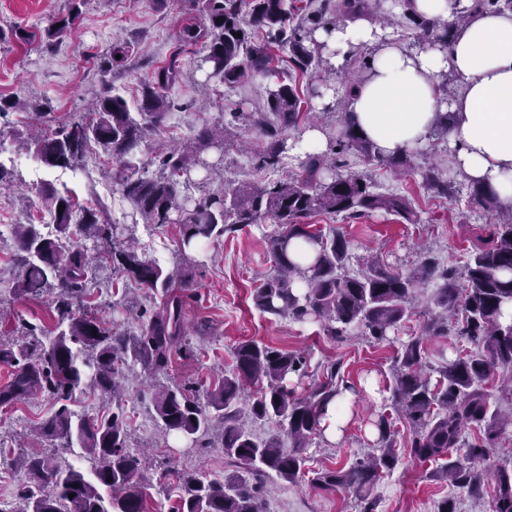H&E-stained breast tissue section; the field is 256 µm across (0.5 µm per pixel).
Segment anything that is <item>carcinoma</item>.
<instances>
[{
	"label": "carcinoma",
	"instance_id": "obj_1",
	"mask_svg": "<svg viewBox=\"0 0 512 512\" xmlns=\"http://www.w3.org/2000/svg\"><path fill=\"white\" fill-rule=\"evenodd\" d=\"M184 17L168 62L155 68L135 102L116 92L110 81L83 117L60 123L26 141L49 167H71L88 151L100 147L112 156V186L131 204L145 224H175L180 250L224 237L248 224L270 219L280 230L269 239L274 268L253 289L255 308L274 318L294 323H318L333 340H348L357 333L377 344L391 342L394 334L415 314L425 296L422 333L399 342L390 368L384 412L370 420L376 432L375 451L347 466L311 471V483L325 493L350 490L359 512H376L374 488L398 464L394 417L412 429L410 455L422 462L445 460L436 477L469 497H484L493 484L492 512H512V454L508 465L488 473L478 467L489 450L498 447L512 414L491 407L487 384L501 369H512V207L504 209L498 193L488 184L470 179L469 203L476 210L495 212L489 240L467 260L464 269L441 262L430 252L402 270L378 258L366 261L359 273H349L351 241L341 227L328 232L305 222L319 214H370L384 211L408 222L413 210L406 198L371 190L362 175L342 172L347 156L382 164L397 173L413 167L411 155H385L344 113L343 129L324 152L296 157L301 174L263 184H230L217 193L194 197L187 193L192 174H212L220 163L205 158L210 150L224 152V127L202 123L186 143L155 156L157 173L150 174L142 160L148 138L167 121L173 102L166 90L178 79L183 56L204 72L203 87L214 83L233 89L251 76L274 77L262 112L249 113L257 138L266 142L259 166H284L288 137L307 119L288 74L274 65V50H288L293 69L325 82L331 71L324 45L314 39L319 29L367 16L369 0H309L299 12L288 10L287 0H182ZM83 0H69L64 16L40 30V42L50 47L62 41L79 17ZM512 10V0H472L451 23L429 21L401 12L423 39L451 45L453 30L473 12ZM131 43L112 46L101 58L99 72L107 76L131 56ZM451 114L436 113L430 137L448 135ZM422 183L434 196L446 199L458 191L453 175L435 166L421 172ZM46 209L54 218L53 234L34 224H18L14 235L22 276L14 292L40 298L53 294L58 321L55 336L44 343L43 330L27 324L26 337L0 336V362L14 367L10 382L0 388V405H11L29 395L44 393L57 409L42 422V435L60 441V447L92 462L93 479L73 466L61 467L50 455L17 456L12 466L26 473L13 489L19 506L0 502V512H145L142 488L152 484V465L145 453L129 444L122 409L107 418H90L70 408L80 387L93 386L117 400L127 368L135 366L152 378L169 369L176 355L192 356L184 307L194 297L191 283L178 272L139 254L122 242L130 231L126 224H109L100 209L76 214L68 195L52 187L42 191ZM64 206L58 211V206ZM79 232L99 242L91 254L72 245ZM301 239L312 255L294 245ZM124 277L153 290H162L164 302L134 331L119 332L97 317L72 311L101 260ZM466 339L474 351L452 360L446 350L431 351L426 340L449 332ZM310 358L304 352L277 349L244 340L234 349V363L202 402L189 385H161L153 396L156 422L167 437L184 438L208 447L218 431L230 469L222 479L199 474L179 475L182 494L176 512H264L265 480L270 473L290 483L305 474L307 449L322 435V418L345 392L360 390L340 378L341 365L296 391L294 380L309 377ZM254 393L247 398L244 386ZM256 424L273 423L276 432L256 437L240 423L242 405ZM479 431L477 439H463L466 427Z\"/></svg>",
	"mask_w": 512,
	"mask_h": 512
}]
</instances>
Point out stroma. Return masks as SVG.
Here are the masks:
<instances>
[{"instance_id":"35a3bbf8","label":"stroma","mask_w":512,"mask_h":512,"mask_svg":"<svg viewBox=\"0 0 512 512\" xmlns=\"http://www.w3.org/2000/svg\"><path fill=\"white\" fill-rule=\"evenodd\" d=\"M67 8L68 0H0V28L19 26L36 31L66 14ZM181 15L178 0H85L70 35L55 47L47 49L35 41L24 43L11 38L0 41V97L46 103L57 121L77 120L102 88L97 56L109 52L112 45L129 41L134 45L132 58L126 67L113 73L112 85L127 99H134L152 70L167 62ZM368 54V49H358L332 74L336 110L324 114L320 124L327 138H336L341 131L343 114L348 109L343 88L347 80L365 76L362 60ZM203 79L193 63H185L181 78L167 91L175 106L165 128L152 136L150 146L151 153H160L169 150L174 140L188 138L203 121L226 123L229 136L222 171L205 183L192 186V195L215 191L228 183H263L298 175L299 168L293 160L278 169L258 167L262 143L244 122L232 119L233 113L255 112L265 105L269 79L258 76L233 89L220 88L212 95L209 107L202 110L196 100ZM37 162L33 155L22 163L12 162L13 181L0 187V226L40 225L48 218V211L41 206L42 186L31 181V167ZM107 163L103 157L95 166L82 161L73 170L49 169L45 184L75 196L86 207L104 208L112 223L133 225L138 252L157 258L164 267L179 264L185 269L195 294L186 308V319L193 324L198 318H206L208 327L191 336L193 357L174 359L168 371L169 381L186 382L205 390L214 376L232 365L238 342L250 339L291 351L310 350V370L316 377L334 362L341 363L345 380L355 384L369 377L379 381L388 375L395 345H374L362 340L337 342L325 336L318 324L274 318L254 307L251 293L273 269L267 237L277 231V224L269 220L252 224L217 242L203 244L189 255H181L175 226L136 223L130 203L114 190L103 171ZM430 164L444 171L451 169L447 141H431L426 149L415 152L413 168L404 174L351 159V170L364 174L375 192L408 198L415 217L407 222L384 212L352 217L313 216V223L320 228H344L352 241L350 271L360 270L375 255L406 268L418 260L424 249L460 265L471 250L487 240L493 222L491 214L471 209L466 194L441 200L425 189L420 171ZM16 251L12 240L0 246V333L19 335L26 321L53 329L57 314L50 300L22 297L14 292L21 274L14 261ZM127 295L149 310L162 302L160 292L112 273L91 291L97 316L113 327H130L131 317L123 306ZM122 406L130 418L131 448L149 449L152 463L162 465L166 471L160 486L147 490V512H171L179 498L180 473L203 472L212 478L223 477L225 457L220 441L211 440L209 447L195 450L182 439L163 437L153 422L152 388L146 374L129 377ZM382 407L380 399H360L349 412V423L340 440L331 443L313 438L308 468L343 466L370 453L374 436L368 417ZM54 410L53 401L43 394L0 406V448L7 455L5 461H0L1 496H10L23 478L7 463L8 458L21 452L29 456L53 452L60 465L76 462L83 473H90L89 462H77L73 454L57 450L55 441L38 432V425ZM395 429L402 455L397 468L374 490L378 512H436L438 502L447 495L454 497L457 512H473V503L465 491L451 489L433 478L435 462H422L406 453L408 425L400 422ZM268 486L266 504L272 512H357L354 497L348 491L327 494L309 481L290 483L276 477L269 479Z\"/></svg>"}]
</instances>
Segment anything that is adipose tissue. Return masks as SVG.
I'll return each instance as SVG.
<instances>
[{"label": "adipose tissue", "instance_id": "ef3b65f1", "mask_svg": "<svg viewBox=\"0 0 512 512\" xmlns=\"http://www.w3.org/2000/svg\"><path fill=\"white\" fill-rule=\"evenodd\" d=\"M315 38L337 68L356 48H372L367 75L348 109L383 153L427 146L436 113L450 112L454 165L512 200V11L471 15L448 48H406L366 20L317 31ZM443 72L460 81L449 101L437 86Z\"/></svg>", "mask_w": 512, "mask_h": 512}]
</instances>
